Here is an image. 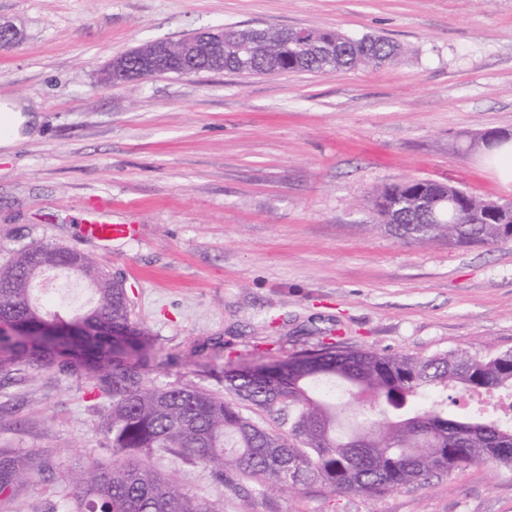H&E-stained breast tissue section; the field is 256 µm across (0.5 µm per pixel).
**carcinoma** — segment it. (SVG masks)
<instances>
[{"label": "carcinoma", "instance_id": "cac0c4a2", "mask_svg": "<svg viewBox=\"0 0 512 512\" xmlns=\"http://www.w3.org/2000/svg\"><path fill=\"white\" fill-rule=\"evenodd\" d=\"M295 37L267 29L253 42L243 29H224V65L244 44L258 66L290 73L379 69L397 60L398 45L381 36L354 39L308 29ZM415 182L381 190L380 215L416 210ZM459 224H403L392 228L416 242L494 245L508 240L502 218L485 213L481 199L460 192ZM45 257L73 262L72 250L53 243L27 245L0 265V387L18 376L54 369L110 401L101 426L112 463L87 462L61 480L69 512H224L222 500L186 494L172 475L148 462L169 455L210 470L219 484L231 475L262 490L295 491L315 485L328 496L363 495L420 486L471 464L512 469V415L479 408L448 410V391L512 396V353L483 359L449 350L428 357L385 355L327 342L285 360L224 370V391L164 388L148 374L153 344L130 317L126 289L88 260L81 277L96 299L64 318L37 302L31 271ZM267 412L286 427L273 432L248 410ZM19 465L0 467V505L15 497Z\"/></svg>", "mask_w": 512, "mask_h": 512}]
</instances>
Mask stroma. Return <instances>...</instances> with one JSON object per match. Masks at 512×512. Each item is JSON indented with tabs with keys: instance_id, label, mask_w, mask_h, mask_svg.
Returning <instances> with one entry per match:
<instances>
[{
	"instance_id": "35a3bbf8",
	"label": "stroma",
	"mask_w": 512,
	"mask_h": 512,
	"mask_svg": "<svg viewBox=\"0 0 512 512\" xmlns=\"http://www.w3.org/2000/svg\"><path fill=\"white\" fill-rule=\"evenodd\" d=\"M22 40L0 97L41 118L0 154V264L31 243L83 252L125 286L160 387L223 389L224 367L284 360L328 337L385 354L512 351V241H404L374 192L408 180L512 202L475 138H512V0H0ZM385 37L378 70L162 75L104 85L116 53L215 26ZM135 237L80 226L96 197ZM108 400L47 370L0 395V450L46 452L10 512H62L60 476L111 460ZM155 469L224 512H512V470L473 464L422 487L326 497L242 490L169 457Z\"/></svg>"
}]
</instances>
